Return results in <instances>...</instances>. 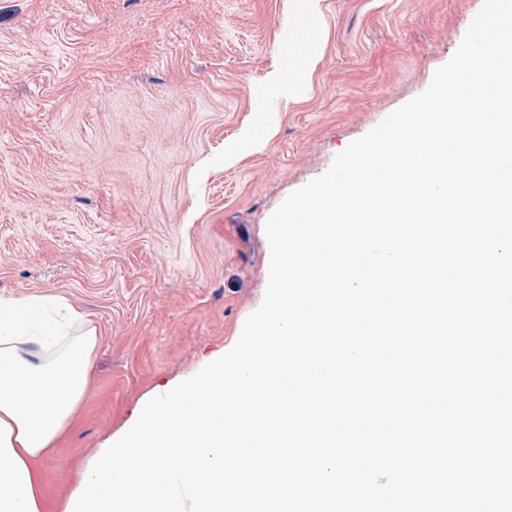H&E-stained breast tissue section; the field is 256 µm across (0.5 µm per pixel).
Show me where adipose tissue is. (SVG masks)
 Segmentation results:
<instances>
[{"instance_id": "obj_1", "label": "adipose tissue", "mask_w": 512, "mask_h": 512, "mask_svg": "<svg viewBox=\"0 0 512 512\" xmlns=\"http://www.w3.org/2000/svg\"><path fill=\"white\" fill-rule=\"evenodd\" d=\"M288 48L295 69L267 93L296 100L324 27L321 0H307ZM101 342L95 321L58 295L0 299V512H44L38 465L74 422Z\"/></svg>"}]
</instances>
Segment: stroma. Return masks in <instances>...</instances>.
Instances as JSON below:
<instances>
[{
    "label": "stroma",
    "mask_w": 512,
    "mask_h": 512,
    "mask_svg": "<svg viewBox=\"0 0 512 512\" xmlns=\"http://www.w3.org/2000/svg\"><path fill=\"white\" fill-rule=\"evenodd\" d=\"M322 6L290 103L265 93L303 0H0V297L62 295L102 335L41 464L50 506L156 392L235 345L270 215L429 87L483 0ZM244 133L253 149L227 155Z\"/></svg>",
    "instance_id": "stroma-1"
}]
</instances>
